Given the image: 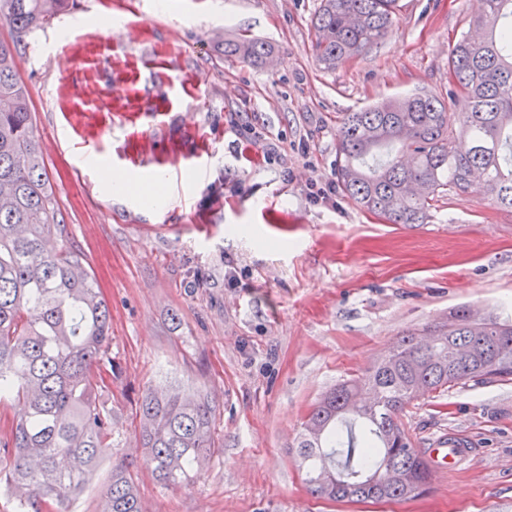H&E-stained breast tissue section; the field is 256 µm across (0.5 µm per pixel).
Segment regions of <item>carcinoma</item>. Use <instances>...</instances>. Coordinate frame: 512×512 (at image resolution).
Listing matches in <instances>:
<instances>
[{"label":"carcinoma","instance_id":"1","mask_svg":"<svg viewBox=\"0 0 512 512\" xmlns=\"http://www.w3.org/2000/svg\"><path fill=\"white\" fill-rule=\"evenodd\" d=\"M69 0H0V17L22 37L48 24ZM398 0H320L313 51L327 67L359 55L389 32ZM448 54V99L417 92L343 115L336 177L360 210L387 224H425L431 202L485 183L512 210V0H482ZM224 52L264 62L258 40ZM67 236L34 132L16 50L0 43V406L20 404L0 438V488L16 512H69L114 433L98 391L115 374L108 353L112 312L87 255L49 247ZM512 380V322L462 309L408 331L362 374L312 407L296 438L310 494L327 502L424 497L430 471L402 421L415 400L469 381ZM216 404L202 388L148 391L135 408L146 467L165 487H186L217 450ZM362 442L336 470L344 429ZM99 512H141L137 482L122 460Z\"/></svg>","mask_w":512,"mask_h":512}]
</instances>
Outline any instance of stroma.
<instances>
[{
    "mask_svg": "<svg viewBox=\"0 0 512 512\" xmlns=\"http://www.w3.org/2000/svg\"><path fill=\"white\" fill-rule=\"evenodd\" d=\"M475 2L398 0L389 34L331 69L311 51L319 0H71L21 39L0 19L58 218L112 311L118 376L100 398L113 445L74 512H98L118 458L151 512H512V380L407 408L417 447L448 433L475 444L468 466L433 475L420 499H316L293 450L321 395L403 332L464 307L512 319V212L483 185L440 198L426 224L305 196L313 175L336 177L343 113L447 94L449 49ZM243 38L271 45L266 64L225 56V41ZM271 143L287 167L265 161ZM159 173L153 206L105 187L111 174ZM172 385L215 396L219 449L195 484L169 489L134 436L137 402Z\"/></svg>",
    "mask_w": 512,
    "mask_h": 512,
    "instance_id": "35a3bbf8",
    "label": "stroma"
}]
</instances>
